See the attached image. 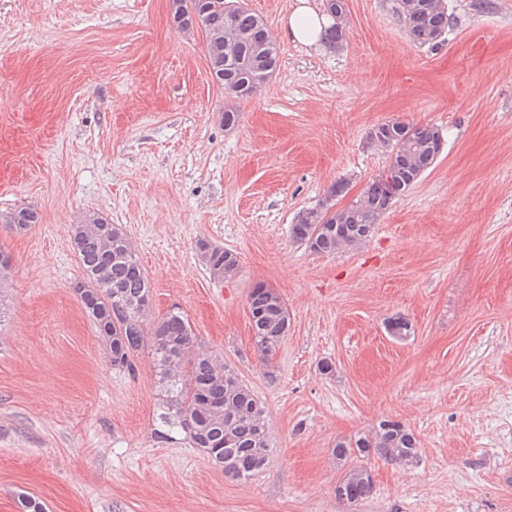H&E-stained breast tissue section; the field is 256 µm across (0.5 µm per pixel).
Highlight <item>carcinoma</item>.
Instances as JSON below:
<instances>
[{
  "instance_id": "carcinoma-1",
  "label": "carcinoma",
  "mask_w": 512,
  "mask_h": 512,
  "mask_svg": "<svg viewBox=\"0 0 512 512\" xmlns=\"http://www.w3.org/2000/svg\"><path fill=\"white\" fill-rule=\"evenodd\" d=\"M191 2L209 22L204 43L212 77L230 97L255 94L270 80L278 63V50L263 18L248 8L226 12L224 0ZM344 11V0H325L324 12L334 20L323 36L330 47L345 39ZM394 12L410 41L431 51L443 49L451 23L446 0H395ZM368 138L373 147L388 153L389 166L341 207L336 199L346 195L347 184L333 185L322 203L302 211L290 225L295 242L321 254L359 247L445 147L439 128L399 120L375 126ZM37 221L38 213L28 207L5 219L16 232ZM71 244L82 270V277L72 283L73 295L93 323L112 368L134 371L133 355L143 348L152 359L161 408L156 438L168 441L175 434L184 435L233 480L246 481L263 470L275 448L262 402L235 369L198 344L181 314L170 312L153 325L146 324L152 285L122 226L98 212H87L71 225ZM197 247L213 278L221 280L236 273V253L206 240ZM247 310L254 351L267 364L288 334V307L274 289L259 284L248 293ZM386 327L397 338L411 334V324L402 316L388 318ZM418 448L411 429L400 421L382 419L367 434L336 441L332 454L346 462L373 453L401 466L417 462ZM374 491L370 471L354 466L336 484L335 496L342 504L356 505Z\"/></svg>"
}]
</instances>
